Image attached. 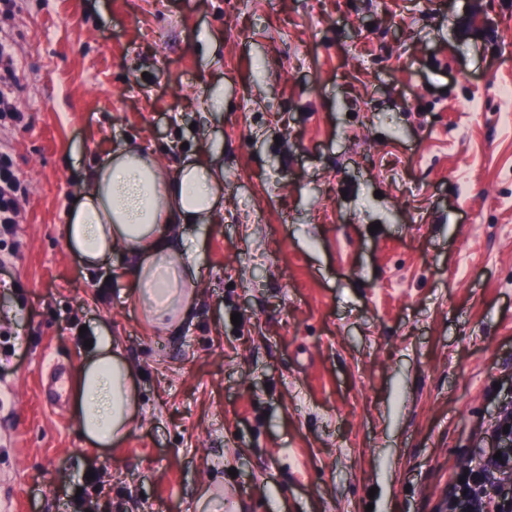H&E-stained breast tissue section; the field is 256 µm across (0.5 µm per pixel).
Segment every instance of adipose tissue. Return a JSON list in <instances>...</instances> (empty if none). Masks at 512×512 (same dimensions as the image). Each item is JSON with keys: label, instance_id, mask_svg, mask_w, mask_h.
<instances>
[{"label": "adipose tissue", "instance_id": "obj_1", "mask_svg": "<svg viewBox=\"0 0 512 512\" xmlns=\"http://www.w3.org/2000/svg\"><path fill=\"white\" fill-rule=\"evenodd\" d=\"M222 181L203 157L171 169L146 147H111L81 188L65 239L90 268L104 266L116 252L131 257L134 304L151 327L173 328L187 317L197 288L180 229L212 220ZM74 408L82 434L101 446L122 441L137 420L132 368L109 338L99 339L81 365Z\"/></svg>", "mask_w": 512, "mask_h": 512}]
</instances>
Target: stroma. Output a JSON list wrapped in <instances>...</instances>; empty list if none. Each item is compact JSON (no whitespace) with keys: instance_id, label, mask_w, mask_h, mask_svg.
I'll return each mask as SVG.
<instances>
[{"instance_id":"stroma-1","label":"stroma","mask_w":512,"mask_h":512,"mask_svg":"<svg viewBox=\"0 0 512 512\" xmlns=\"http://www.w3.org/2000/svg\"><path fill=\"white\" fill-rule=\"evenodd\" d=\"M0 36V512H438L512 400V0H16ZM125 142L224 174L171 330L64 236ZM102 336L142 410L112 448L43 401ZM15 73L14 57L8 44L0 41V121L10 119L21 121L20 112H16L13 96V79ZM25 194L23 182L14 170L11 157L0 153V234H13L20 224L19 199Z\"/></svg>"}]
</instances>
